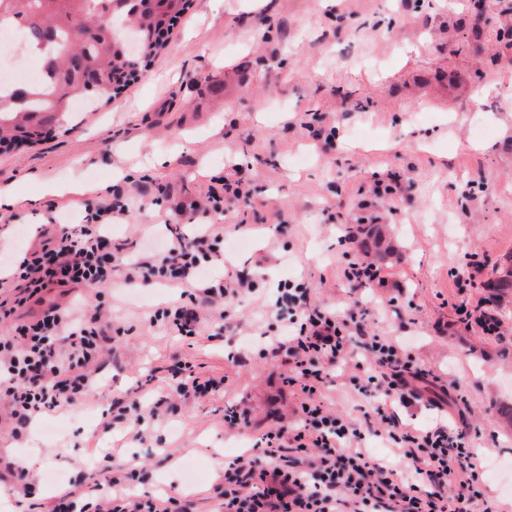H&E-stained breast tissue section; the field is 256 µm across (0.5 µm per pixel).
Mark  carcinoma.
<instances>
[{"instance_id": "cac0c4a2", "label": "carcinoma", "mask_w": 512, "mask_h": 512, "mask_svg": "<svg viewBox=\"0 0 512 512\" xmlns=\"http://www.w3.org/2000/svg\"><path fill=\"white\" fill-rule=\"evenodd\" d=\"M192 0H171L161 12L150 0H0V18L11 20L22 35V50L47 48L53 88L25 86L23 107L9 104L13 94L0 93V148L33 142L39 129L73 120L77 108L94 112L138 80L164 47L161 35ZM358 254L383 263L395 252L381 247L376 224H359L349 236ZM487 296L477 323L487 334L498 332L500 313L512 303V255L483 282Z\"/></svg>"}]
</instances>
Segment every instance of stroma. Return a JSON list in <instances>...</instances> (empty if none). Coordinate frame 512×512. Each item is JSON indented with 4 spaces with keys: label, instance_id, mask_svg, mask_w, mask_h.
Instances as JSON below:
<instances>
[{
    "label": "stroma",
    "instance_id": "1",
    "mask_svg": "<svg viewBox=\"0 0 512 512\" xmlns=\"http://www.w3.org/2000/svg\"><path fill=\"white\" fill-rule=\"evenodd\" d=\"M491 25L473 30L472 0H194L164 50L140 79L74 126L0 153V189L14 201L0 208V251L38 249L55 220L82 213L120 189L127 223L114 237L166 243L160 216L185 225L220 224L224 240L251 242L226 253L228 270L257 290L226 303L222 324L187 339L151 326L149 316L178 299L179 289L126 283L122 272L93 288L56 289L31 304L112 311V348L98 390L40 416L19 448L8 445V408L0 401V512H29L11 490L5 464L25 452L34 471L59 466L58 483L37 484L48 504L72 482L85 500L107 479L100 451L142 467L136 491L181 494L195 512H214V487L225 466L250 454L262 435L288 429L305 396L289 386L288 358L265 350L261 331L273 321L279 281L303 277L310 302L343 311L373 300L370 332L403 340L430 378L421 398L393 402L400 422L424 428L437 409L465 432L483 464L500 463L483 490L512 512V305L503 330L485 335L458 309L475 310L479 283L512 255V53L494 40L512 24V0H488ZM324 117L320 135L301 120ZM252 194L250 206L224 214L192 209L211 180L230 168ZM392 180L397 193H379ZM87 185L84 193L47 195L44 182ZM40 196L38 206L29 197ZM378 216L398 250L384 287L354 288L344 279L349 228ZM476 263L466 284L455 271ZM226 379L224 396L185 398L168 383L181 365ZM166 397L174 411L145 420L136 439L127 413L112 432L103 422L112 401L149 404ZM323 401L365 436L373 456L403 465L396 444L380 435L374 399L347 376L326 384ZM249 412L247 424H224L225 409Z\"/></svg>",
    "mask_w": 512,
    "mask_h": 512
}]
</instances>
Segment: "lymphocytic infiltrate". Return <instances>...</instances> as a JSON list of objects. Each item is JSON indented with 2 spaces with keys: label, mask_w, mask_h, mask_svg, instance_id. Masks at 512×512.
<instances>
[{
  "label": "lymphocytic infiltrate",
  "mask_w": 512,
  "mask_h": 512,
  "mask_svg": "<svg viewBox=\"0 0 512 512\" xmlns=\"http://www.w3.org/2000/svg\"><path fill=\"white\" fill-rule=\"evenodd\" d=\"M130 206L121 191L86 210L80 222L61 220L60 229L34 252L0 267V398L20 435L36 415L90 395L98 386V362L112 342L111 322L81 307L52 305L35 319L12 324L16 311L55 287L91 288L106 281L113 265H125V279L163 282L181 288V301L150 315L151 325L171 336L200 333L203 312L223 307L226 277L210 263L223 232L213 225L185 234L173 231L165 251L124 262L123 242L110 228L126 223ZM308 282L286 280L280 288L270 336L274 352L285 353L287 383L307 394L288 432L261 437L260 455H241L224 467L215 489L217 512H499L479 488L478 454L464 430L439 420L424 429L388 424L407 467L372 458L360 443V429L331 412L319 395L332 371L353 362L362 374L359 393L380 400L414 395L423 374L397 340L368 330L367 309L356 303L344 312L308 302ZM364 340L352 357L354 337ZM125 475L107 481L95 512H189L181 497L146 498L125 488ZM458 485L448 495L450 485Z\"/></svg>",
  "instance_id": "f902f5d3"
}]
</instances>
